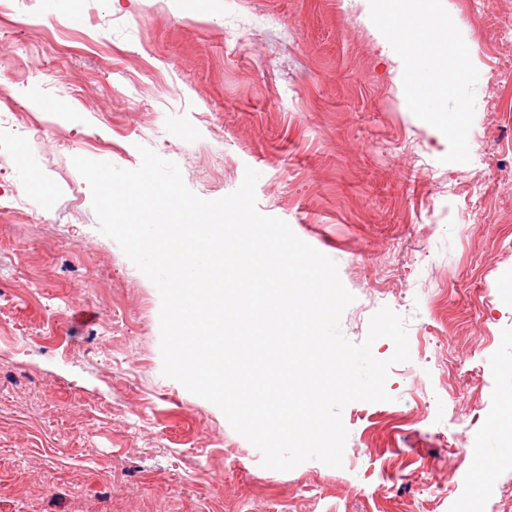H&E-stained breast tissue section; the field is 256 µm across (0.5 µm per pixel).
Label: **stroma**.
Wrapping results in <instances>:
<instances>
[{"label": "stroma", "mask_w": 512, "mask_h": 512, "mask_svg": "<svg viewBox=\"0 0 512 512\" xmlns=\"http://www.w3.org/2000/svg\"><path fill=\"white\" fill-rule=\"evenodd\" d=\"M358 0H50L0 6V512H512L441 430L500 447L512 397V0H450L478 61L470 160L410 112ZM214 200L246 169L261 213L335 260L362 342L390 307L409 361L354 401L341 467L263 466L163 375L160 296L102 234L76 156L138 145Z\"/></svg>", "instance_id": "stroma-1"}]
</instances>
